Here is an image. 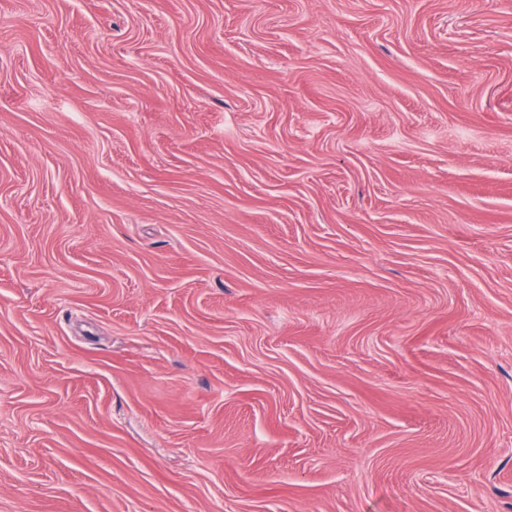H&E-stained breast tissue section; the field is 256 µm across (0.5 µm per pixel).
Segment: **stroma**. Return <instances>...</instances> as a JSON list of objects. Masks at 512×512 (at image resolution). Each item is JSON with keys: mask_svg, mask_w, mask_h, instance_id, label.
<instances>
[{"mask_svg": "<svg viewBox=\"0 0 512 512\" xmlns=\"http://www.w3.org/2000/svg\"><path fill=\"white\" fill-rule=\"evenodd\" d=\"M0 512H512V0H0Z\"/></svg>", "mask_w": 512, "mask_h": 512, "instance_id": "stroma-1", "label": "stroma"}]
</instances>
